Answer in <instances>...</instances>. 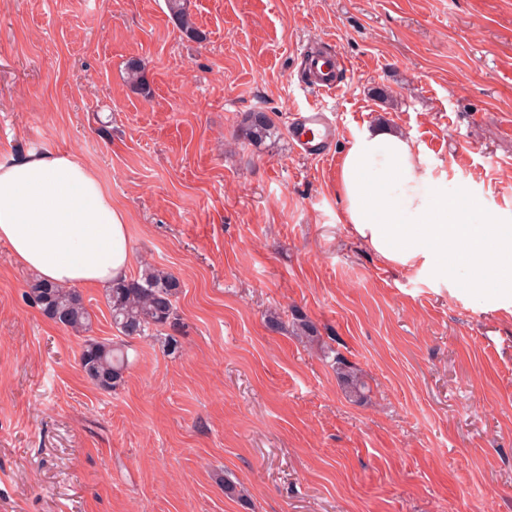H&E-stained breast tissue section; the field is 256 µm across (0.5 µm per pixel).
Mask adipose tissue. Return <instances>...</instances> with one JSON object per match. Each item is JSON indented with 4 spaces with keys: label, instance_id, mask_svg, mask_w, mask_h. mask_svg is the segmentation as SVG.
I'll use <instances>...</instances> for the list:
<instances>
[{
    "label": "adipose tissue",
    "instance_id": "obj_1",
    "mask_svg": "<svg viewBox=\"0 0 512 512\" xmlns=\"http://www.w3.org/2000/svg\"><path fill=\"white\" fill-rule=\"evenodd\" d=\"M342 220L387 263L430 266L479 294L512 293V219L449 195L414 143L388 127L364 128L337 177ZM0 242L49 283L109 286L130 267L126 213L97 172L71 153L0 163Z\"/></svg>",
    "mask_w": 512,
    "mask_h": 512
}]
</instances>
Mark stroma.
Returning <instances> with one entry per match:
<instances>
[{"label":"stroma","instance_id":"1","mask_svg":"<svg viewBox=\"0 0 512 512\" xmlns=\"http://www.w3.org/2000/svg\"><path fill=\"white\" fill-rule=\"evenodd\" d=\"M188 10L202 40L165 0H0V160L90 165L127 214L131 275L182 283L177 324L133 339L105 392L79 365L86 337L122 340L104 289L81 290L89 335L67 330L0 243V512H512V298L384 262L336 194L355 134L387 123L449 194L512 215V0ZM312 52L348 60L335 94L311 89ZM315 104L336 138L306 157L289 124ZM250 112L277 135L244 141ZM167 8L171 19L180 26L189 38L196 40L203 38L202 33L191 22L187 0H167Z\"/></svg>","mask_w":512,"mask_h":512}]
</instances>
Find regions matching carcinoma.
<instances>
[{
	"mask_svg": "<svg viewBox=\"0 0 512 512\" xmlns=\"http://www.w3.org/2000/svg\"><path fill=\"white\" fill-rule=\"evenodd\" d=\"M171 19L191 39L200 40L202 33L194 27L187 8V0H167ZM127 80L131 88L147 89L142 65L131 59L126 63ZM242 136L257 145L276 133L272 119L264 112L246 114L241 125ZM181 282L176 276L147 267L137 277L112 283L106 288V301L112 325L118 332L135 339L177 320L176 299L181 292ZM25 298L47 318L76 333L91 330V314L82 295L74 288L62 287L34 279L29 284ZM79 364L86 378L98 389L110 392L120 386L129 365L128 354L122 346L85 340ZM341 378L356 396L364 393L365 383L346 362H339Z\"/></svg>",
	"mask_w": 512,
	"mask_h": 512,
	"instance_id": "cac0c4a2",
	"label": "carcinoma"
}]
</instances>
